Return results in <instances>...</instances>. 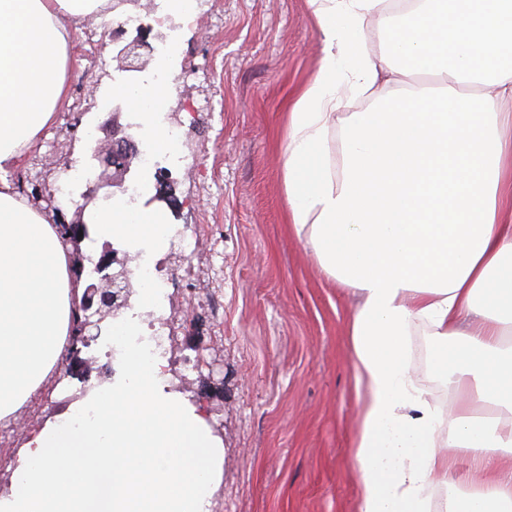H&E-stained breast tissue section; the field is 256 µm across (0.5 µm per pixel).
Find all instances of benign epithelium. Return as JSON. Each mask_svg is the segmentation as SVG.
Returning a JSON list of instances; mask_svg holds the SVG:
<instances>
[{"label":"benign epithelium","mask_w":512,"mask_h":512,"mask_svg":"<svg viewBox=\"0 0 512 512\" xmlns=\"http://www.w3.org/2000/svg\"><path fill=\"white\" fill-rule=\"evenodd\" d=\"M151 49L147 39L141 35L131 40L112 39V60L117 70L126 73L130 85H135L137 73L142 66L139 62L140 50ZM138 145L130 132V126L112 125V130L101 140V149L96 151L95 159L101 164L112 167L105 173L103 180L94 185L93 192H102L101 204H106L112 196L126 191V176L132 171L130 158L137 152ZM92 219L80 210L79 220L61 228V232L70 240H80L81 225ZM106 274L97 282L87 284L82 296L75 301V327L71 336L69 368L80 371L84 361L79 357L80 348L88 347L97 341L105 331L103 322L107 317H116L130 307L133 288L129 278L130 257L123 254L118 257V250L102 256L101 260Z\"/></svg>","instance_id":"1"}]
</instances>
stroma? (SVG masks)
Returning a JSON list of instances; mask_svg holds the SVG:
<instances>
[{
    "label": "stroma",
    "mask_w": 512,
    "mask_h": 512,
    "mask_svg": "<svg viewBox=\"0 0 512 512\" xmlns=\"http://www.w3.org/2000/svg\"><path fill=\"white\" fill-rule=\"evenodd\" d=\"M67 71L69 92L34 149L10 171L11 186L75 222L84 187L61 198L69 164L90 160L85 133L113 116L125 86L112 61L111 27L88 17L76 24ZM95 30L96 41L85 38ZM324 43L308 0H208L205 13L182 30L168 57L147 56L146 71L169 70L183 90L169 94L167 121L178 126L188 155L173 170V199H157L150 181L141 210L199 239L175 260L164 239L158 257L174 260L165 323V384L209 414L224 445L223 478L210 512H358L353 442L361 399L349 357L347 328L361 298L338 287L291 231L282 143L289 96L316 73ZM389 89L353 92L336 74V119L369 110ZM330 128L323 146L340 153ZM432 338L412 329L411 367L428 400L448 407L453 392L433 368ZM91 361L88 379L60 355L42 385L0 427L12 438L0 447V494L14 483L27 432L79 400L85 383L107 378Z\"/></svg>",
    "instance_id": "35a3bbf8"
}]
</instances>
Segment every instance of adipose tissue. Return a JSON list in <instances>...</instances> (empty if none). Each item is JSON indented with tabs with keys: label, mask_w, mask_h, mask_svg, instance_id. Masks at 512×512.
Wrapping results in <instances>:
<instances>
[{
	"label": "adipose tissue",
	"mask_w": 512,
	"mask_h": 512,
	"mask_svg": "<svg viewBox=\"0 0 512 512\" xmlns=\"http://www.w3.org/2000/svg\"><path fill=\"white\" fill-rule=\"evenodd\" d=\"M108 0H0V172L16 167L67 92L75 19L107 21ZM325 43L292 102L284 181L290 227L328 277L359 293L348 326L364 394L353 462L360 512H425L448 484L455 451L474 449L464 512H512V0H411L392 57L438 62L444 82L408 83L390 59L359 48L388 0H309ZM353 60L357 88L397 85L340 134L341 168L318 151L336 109V73ZM476 86L463 94L459 85ZM496 93H480L483 85ZM120 241L155 237L154 212L101 218ZM73 265L52 214L0 180V419L56 365L75 300ZM422 324L431 361L454 392L433 406L409 368ZM222 440L197 408L164 388L158 368L129 353L108 396L89 392L20 450L22 482L0 512H208L221 480Z\"/></svg>",
	"instance_id": "1"
}]
</instances>
